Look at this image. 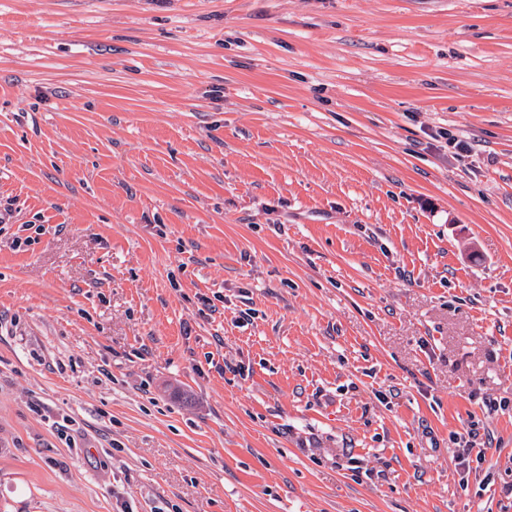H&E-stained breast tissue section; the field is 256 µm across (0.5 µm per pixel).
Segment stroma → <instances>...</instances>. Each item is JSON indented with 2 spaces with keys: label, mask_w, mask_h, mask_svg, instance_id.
I'll use <instances>...</instances> for the list:
<instances>
[{
  "label": "stroma",
  "mask_w": 512,
  "mask_h": 512,
  "mask_svg": "<svg viewBox=\"0 0 512 512\" xmlns=\"http://www.w3.org/2000/svg\"><path fill=\"white\" fill-rule=\"evenodd\" d=\"M6 208L0 512H512V0H0Z\"/></svg>",
  "instance_id": "stroma-1"
}]
</instances>
